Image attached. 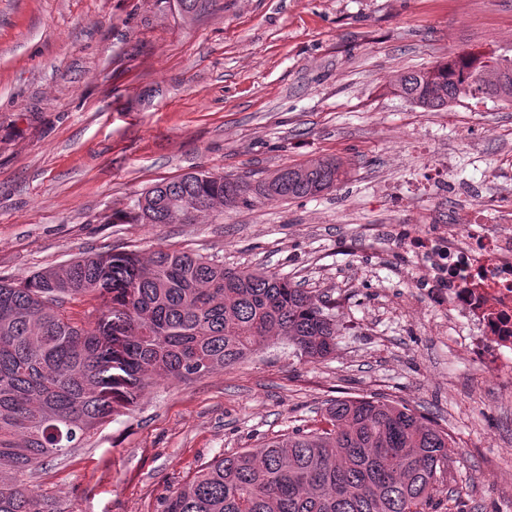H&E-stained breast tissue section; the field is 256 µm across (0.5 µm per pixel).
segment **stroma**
<instances>
[{"label": "stroma", "instance_id": "1", "mask_svg": "<svg viewBox=\"0 0 512 512\" xmlns=\"http://www.w3.org/2000/svg\"><path fill=\"white\" fill-rule=\"evenodd\" d=\"M512 57V0H0V276L82 252L187 250L327 296L322 361L268 345L115 408L27 486L56 512H165L222 454L328 428L337 399L404 404L452 437L448 512H512V400L471 370L411 239L501 219L512 108L429 112L392 91L449 57ZM332 155L315 198L128 224L144 189L195 168L265 176Z\"/></svg>", "mask_w": 512, "mask_h": 512}]
</instances>
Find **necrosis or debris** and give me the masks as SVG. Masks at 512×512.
I'll return each mask as SVG.
<instances>
[{
	"label": "necrosis or debris",
	"mask_w": 512,
	"mask_h": 512,
	"mask_svg": "<svg viewBox=\"0 0 512 512\" xmlns=\"http://www.w3.org/2000/svg\"><path fill=\"white\" fill-rule=\"evenodd\" d=\"M430 260L428 275L446 289L448 327L471 364L512 397V224L497 231L449 225L441 242L417 239Z\"/></svg>",
	"instance_id": "4bbe7bcc"
}]
</instances>
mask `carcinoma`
<instances>
[{
    "label": "carcinoma",
    "instance_id": "carcinoma-1",
    "mask_svg": "<svg viewBox=\"0 0 512 512\" xmlns=\"http://www.w3.org/2000/svg\"><path fill=\"white\" fill-rule=\"evenodd\" d=\"M192 19L217 0H179ZM461 54L394 84L428 110L461 98L512 106V59ZM347 177L324 157L253 179L196 169L141 193L128 224H191L216 209L315 198ZM101 301L91 323L67 311ZM333 305L264 269H229L159 248L88 252L14 282L0 277V512H52L26 486L44 459L112 414L137 404L156 380L200 379L240 364L272 341L325 359L336 347ZM331 428L297 429L201 466L166 512H430L448 462V432L406 405L344 398Z\"/></svg>",
    "mask_w": 512,
    "mask_h": 512
}]
</instances>
